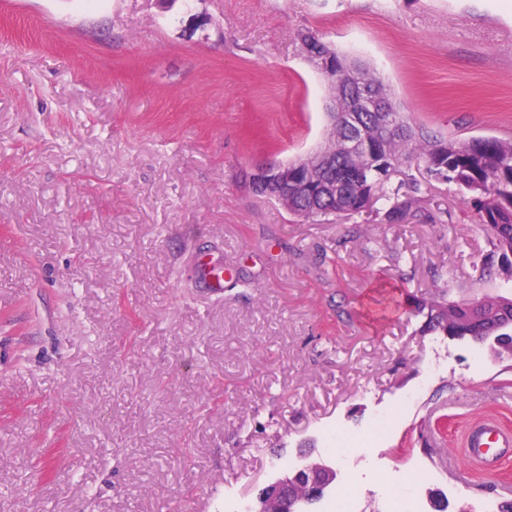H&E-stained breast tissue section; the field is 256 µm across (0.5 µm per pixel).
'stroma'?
I'll return each mask as SVG.
<instances>
[{
	"mask_svg": "<svg viewBox=\"0 0 512 512\" xmlns=\"http://www.w3.org/2000/svg\"><path fill=\"white\" fill-rule=\"evenodd\" d=\"M304 29L423 130L512 140L503 0L0 9V512H259L314 464L352 478L353 512L406 492L415 512L507 501L499 477L466 489L435 463L472 417L512 422V360L419 309L512 296L480 274L473 207L417 161L391 177L413 200L402 224L304 221L244 179L325 140ZM205 261L230 270L223 294Z\"/></svg>",
	"mask_w": 512,
	"mask_h": 512,
	"instance_id": "obj_1",
	"label": "stroma"
}]
</instances>
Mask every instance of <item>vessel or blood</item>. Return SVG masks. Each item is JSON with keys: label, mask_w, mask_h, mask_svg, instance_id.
Returning a JSON list of instances; mask_svg holds the SVG:
<instances>
[{"label": "vessel or blood", "mask_w": 512, "mask_h": 512, "mask_svg": "<svg viewBox=\"0 0 512 512\" xmlns=\"http://www.w3.org/2000/svg\"><path fill=\"white\" fill-rule=\"evenodd\" d=\"M463 458L480 473L498 472L512 458V427L492 416L471 422L464 435Z\"/></svg>", "instance_id": "vessel-or-blood-1"}]
</instances>
